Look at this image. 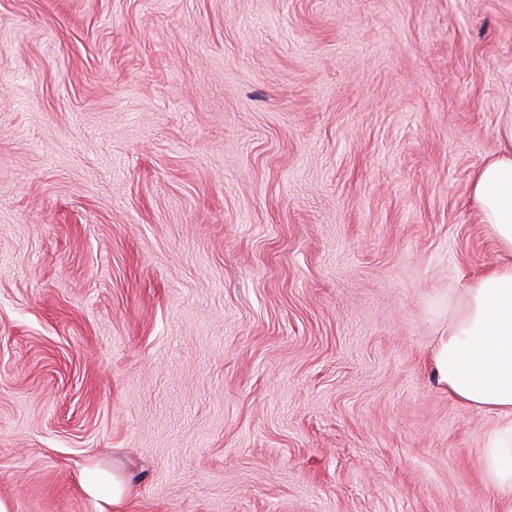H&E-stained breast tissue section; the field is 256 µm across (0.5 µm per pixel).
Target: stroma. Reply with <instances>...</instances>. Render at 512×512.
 Listing matches in <instances>:
<instances>
[{"label": "stroma", "mask_w": 512, "mask_h": 512, "mask_svg": "<svg viewBox=\"0 0 512 512\" xmlns=\"http://www.w3.org/2000/svg\"><path fill=\"white\" fill-rule=\"evenodd\" d=\"M509 121L512 0H0V501L494 512L431 352ZM81 483L88 496L101 500L109 507L117 505L124 498L131 496L134 489L131 478L99 465L87 467L84 470Z\"/></svg>", "instance_id": "stroma-1"}]
</instances>
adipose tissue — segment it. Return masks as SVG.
<instances>
[{
  "label": "adipose tissue",
  "mask_w": 512,
  "mask_h": 512,
  "mask_svg": "<svg viewBox=\"0 0 512 512\" xmlns=\"http://www.w3.org/2000/svg\"><path fill=\"white\" fill-rule=\"evenodd\" d=\"M501 151L474 174L472 193L507 263L466 289V300L431 355L439 382L458 402L495 414L483 450V475L495 491V512H512V122L497 130ZM84 492L107 506L131 496V478L87 467Z\"/></svg>",
  "instance_id": "obj_1"
}]
</instances>
